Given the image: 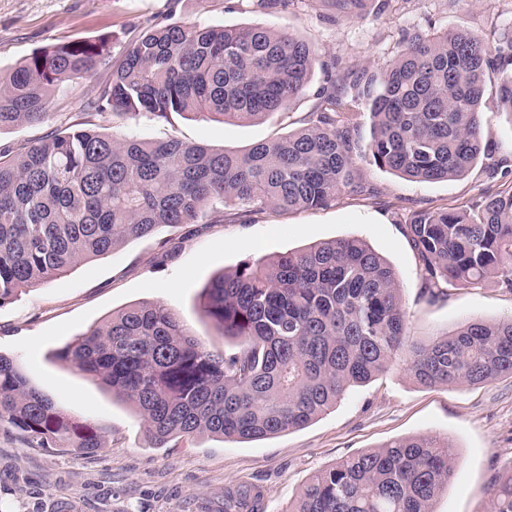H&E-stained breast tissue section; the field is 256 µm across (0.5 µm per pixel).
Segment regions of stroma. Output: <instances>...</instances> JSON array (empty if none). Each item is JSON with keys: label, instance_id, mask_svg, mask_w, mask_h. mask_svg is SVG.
I'll use <instances>...</instances> for the list:
<instances>
[{"label": "stroma", "instance_id": "35a3bbf8", "mask_svg": "<svg viewBox=\"0 0 512 512\" xmlns=\"http://www.w3.org/2000/svg\"><path fill=\"white\" fill-rule=\"evenodd\" d=\"M329 0H295L267 14L247 0H0V75H8L48 44L112 36V54L152 25L173 16L185 22L262 24L303 35L323 61L338 57L376 72L395 58L401 31L426 33L463 28L491 39L512 27V0H389L384 13L331 20ZM57 91L52 119L0 131V149L15 148L64 125L106 82ZM322 73L288 113L254 123H224L202 116H140L126 120L142 139L175 136L213 148L243 150L303 126L317 111ZM492 155L463 178L426 183L377 167L371 155L356 160L364 192H344L329 207L256 214L243 222L216 203L195 224L166 227L153 236L84 262L64 275L19 293L0 306V355L12 359L30 384L87 424L107 428L103 448H36L8 424L0 425V512H220L224 491L254 485L263 492L261 512H284L307 479L343 457L401 438L437 435L457 455L448 488L434 512H490L493 480L512 469V376L485 384L424 387L396 363L303 428L258 440L200 434L157 448L129 404L98 381L55 359L75 336L104 323L112 312L158 302L174 312L208 348L232 351L201 310L203 290L225 270L247 261L296 251L347 236L365 240L393 266L409 313L411 335L425 340L452 333L473 319L512 316V292L488 281L451 286L431 302L421 293L419 265L406 235L408 215L419 208L468 209L481 196L512 188V121L496 108L482 114Z\"/></svg>", "mask_w": 512, "mask_h": 512}]
</instances>
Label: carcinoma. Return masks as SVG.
I'll list each match as a JSON object with an SVG mask.
<instances>
[{"label":"carcinoma","instance_id":"carcinoma-1","mask_svg":"<svg viewBox=\"0 0 512 512\" xmlns=\"http://www.w3.org/2000/svg\"><path fill=\"white\" fill-rule=\"evenodd\" d=\"M354 18L386 0H333ZM111 39L34 51L0 77V130L42 124L52 93L112 67L87 111L17 149L0 151V306L78 264L163 227L195 224L215 201L242 217L314 210L357 191L361 153L345 96L366 100L374 163L419 182L462 177L481 157L487 103L512 122V31L490 44L463 30L403 35L380 73L325 69L326 111L244 151L177 137L138 139L93 127L193 114L252 122L290 109L320 55L306 38L261 25L167 20L111 60ZM432 301L444 286L494 280L512 291V190L468 210H417L406 224ZM202 310L238 348L212 350L161 304L125 308L55 357L92 376L142 418L159 448L209 433L255 440L300 428L394 362L425 387L482 384L512 375V318L470 321L416 340L393 267L363 240L340 238L244 263L204 289ZM39 448L104 447L93 427L33 388L0 355V423ZM453 446L433 436L365 449L312 475L285 512H433L453 476ZM492 512H512V470L495 480ZM260 493L224 494L223 512H255Z\"/></svg>","mask_w":512,"mask_h":512}]
</instances>
